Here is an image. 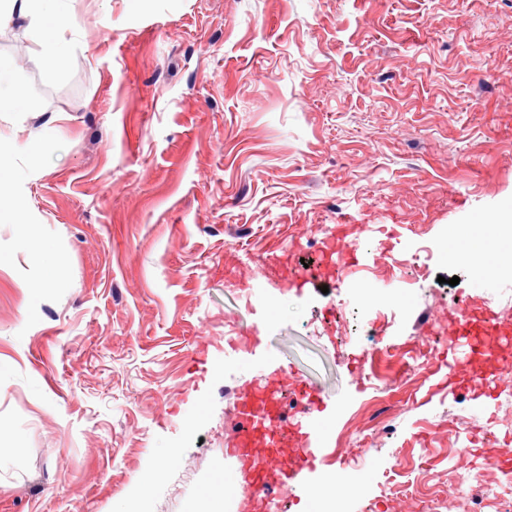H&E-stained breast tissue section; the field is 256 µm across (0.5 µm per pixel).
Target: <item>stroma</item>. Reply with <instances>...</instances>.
Wrapping results in <instances>:
<instances>
[{"instance_id":"35a3bbf8","label":"stroma","mask_w":512,"mask_h":512,"mask_svg":"<svg viewBox=\"0 0 512 512\" xmlns=\"http://www.w3.org/2000/svg\"><path fill=\"white\" fill-rule=\"evenodd\" d=\"M64 4L52 79L0 24V81L31 104L0 113V512H221L252 380L221 362L256 333L320 390L328 446L364 440L319 464L349 512H419L389 481L493 453L512 386L449 384L445 343L404 386L393 368L462 300L512 322V244L480 223L512 212V0ZM331 239L328 292L267 282ZM511 506L481 478L455 512Z\"/></svg>"}]
</instances>
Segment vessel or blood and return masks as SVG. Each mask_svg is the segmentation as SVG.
Returning <instances> with one entry per match:
<instances>
[{
	"label": "vessel or blood",
	"instance_id": "1",
	"mask_svg": "<svg viewBox=\"0 0 512 512\" xmlns=\"http://www.w3.org/2000/svg\"><path fill=\"white\" fill-rule=\"evenodd\" d=\"M334 277V270L315 264L288 273L292 286L301 290ZM448 326L451 339L462 348L461 364L484 380L498 382L502 366L512 363V355L504 351L512 344V325L465 303L449 316ZM239 359L265 369L267 376L262 385L239 391L238 427L227 453L236 459L247 489L243 512H271L273 491L304 483L315 469L324 447L315 412L323 400L314 385L293 379L261 337L245 346L230 344L225 363Z\"/></svg>",
	"mask_w": 512,
	"mask_h": 512
}]
</instances>
